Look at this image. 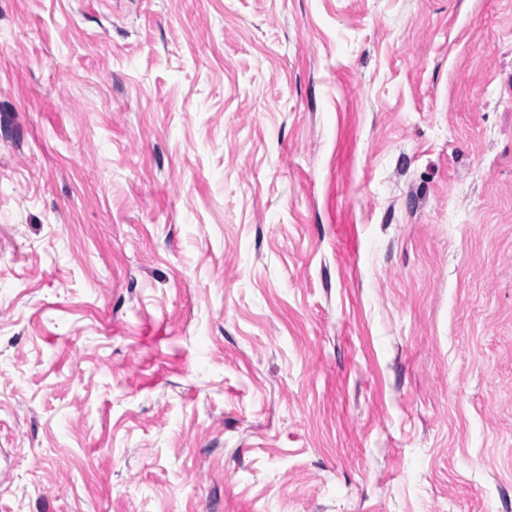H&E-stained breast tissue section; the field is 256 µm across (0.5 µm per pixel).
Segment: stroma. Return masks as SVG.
<instances>
[{
	"instance_id": "obj_1",
	"label": "stroma",
	"mask_w": 512,
	"mask_h": 512,
	"mask_svg": "<svg viewBox=\"0 0 512 512\" xmlns=\"http://www.w3.org/2000/svg\"><path fill=\"white\" fill-rule=\"evenodd\" d=\"M0 512H512V0H0Z\"/></svg>"
}]
</instances>
